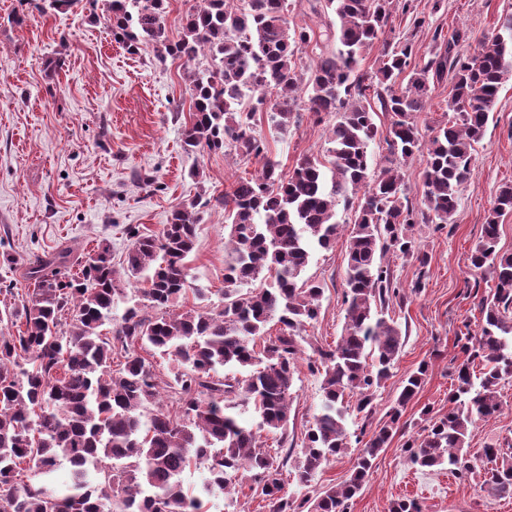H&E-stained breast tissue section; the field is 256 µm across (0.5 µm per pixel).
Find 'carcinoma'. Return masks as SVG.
Instances as JSON below:
<instances>
[{
	"label": "carcinoma",
	"instance_id": "carcinoma-1",
	"mask_svg": "<svg viewBox=\"0 0 512 512\" xmlns=\"http://www.w3.org/2000/svg\"><path fill=\"white\" fill-rule=\"evenodd\" d=\"M420 0H316L310 10L336 21L316 31L290 27L288 0H193L178 39L165 24L167 0H109L106 22L131 55L150 48L161 61L179 59L192 111L182 132L187 153L230 152L261 158L259 173L217 194L202 192L174 210L153 233L129 228L131 244L118 271L110 248L97 246L71 272V252L50 254L27 272L28 300L11 311L17 334L0 336V512H205V499L236 506V486L250 481L269 512H349L373 460L400 429L401 412L428 371L421 364L404 381L386 421L358 450L348 477L299 504L283 494L288 457L264 446L262 433L283 435L302 330L318 320L324 288L306 275L314 250L334 246L342 229L339 205L354 208L344 279L345 323L340 341L318 348L308 368L322 376L323 403L306 434L294 479L311 487L316 475L350 445L345 396L368 418L389 378L404 337L388 316L405 290L384 263L387 253L427 265L414 226L454 222L460 186L471 174L476 146L499 89L512 79V15L485 37L479 52L457 51L465 33L434 29L423 65L412 40L384 38L392 9L429 23ZM381 45L377 64L361 70L367 51ZM313 65L300 62L305 52ZM211 65L200 68V58ZM408 74L406 85L397 86ZM451 76L448 120L423 139L416 115L426 108L429 77ZM304 110L335 117L328 158L304 155L292 172L265 158L254 116L285 130L296 94ZM390 116L383 129L378 113ZM385 144L387 165L375 171L371 144ZM424 158L423 197L404 193L402 167ZM224 208V292L203 303L187 258L210 207ZM512 213V184L496 196L472 252L474 271L495 287L481 298V325L459 338L448 413L425 419L402 445L420 468L448 467L456 479L479 477L489 498H512V463L489 444L465 450L471 427L501 412L499 387L512 380V254L497 250L500 218ZM136 282L141 300L113 311ZM198 302L180 303L187 292ZM281 325L275 336L266 326ZM172 358L179 371L165 383L141 355ZM479 371H474V367ZM229 369L220 377L218 369ZM171 392L173 409L160 404ZM253 408L255 420L241 417ZM483 468L477 469V461ZM70 466L67 491L40 483L61 463ZM202 468L201 490L183 474Z\"/></svg>",
	"mask_w": 512,
	"mask_h": 512
}]
</instances>
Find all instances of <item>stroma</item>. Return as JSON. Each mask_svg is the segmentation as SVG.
<instances>
[{"instance_id":"obj_1","label":"stroma","mask_w":512,"mask_h":512,"mask_svg":"<svg viewBox=\"0 0 512 512\" xmlns=\"http://www.w3.org/2000/svg\"><path fill=\"white\" fill-rule=\"evenodd\" d=\"M18 0H0V313L20 307L27 297L25 272L38 257L61 248L81 256L107 243L114 265L130 245L129 228L158 230L172 211L199 189L222 191L260 169L224 153L188 154L182 129L189 119L191 94L180 61H159L153 52L128 55L113 41L96 10L32 12L23 25L10 22ZM512 14V0H445L431 27L414 28L410 16L393 12L394 34L411 35L417 59L427 57L434 27L460 29L461 56L477 53L485 35ZM255 122L266 138L267 155L283 171H292L303 155L324 157L331 117L316 120L298 111L287 135L271 129L264 113ZM200 169L203 183L190 178ZM512 184V81L499 91L472 173L462 184L454 224L435 232L417 225V242L428 257L417 261L391 257L394 278L409 285L423 278L421 293L408 295L399 323L406 327L399 360L378 390L369 422L349 415L347 427L375 430L384 423L402 380L428 363L419 393L406 406L402 427L373 463L369 481L351 512H388L391 501L416 499L422 512H512V499L486 497L476 480L460 481L444 469L412 466L402 451L424 425V410H448L455 343L464 326L480 322L478 303L492 286L470 267L485 218L500 188ZM347 239L314 252L308 276L324 286L318 320L307 325V354L335 345L344 326L343 282ZM196 285L207 288L212 303L224 289V210L209 209L198 226L188 258ZM299 359L294 374L287 442L300 457L307 430L322 402L321 379ZM501 414L471 428L472 449L512 444V383L500 390Z\"/></svg>"}]
</instances>
